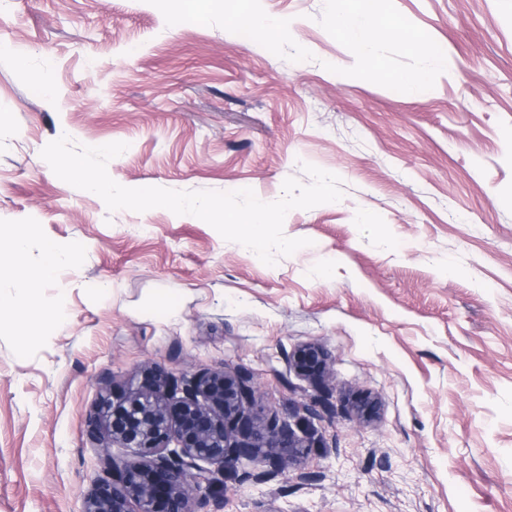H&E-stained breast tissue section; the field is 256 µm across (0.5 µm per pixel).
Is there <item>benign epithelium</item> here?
Instances as JSON below:
<instances>
[{"mask_svg":"<svg viewBox=\"0 0 512 512\" xmlns=\"http://www.w3.org/2000/svg\"><path fill=\"white\" fill-rule=\"evenodd\" d=\"M328 354L307 345L293 355L304 377L327 371ZM147 383L116 404L103 395L88 419V435L100 449L101 475L83 499L82 512H198L212 470L247 460L261 481L295 466L314 447L307 430L272 414L258 420L252 378L243 372L205 369L181 380L161 366L144 368ZM371 401H357L351 417L366 421ZM114 448L124 453L116 455Z\"/></svg>","mask_w":512,"mask_h":512,"instance_id":"obj_1","label":"benign epithelium"}]
</instances>
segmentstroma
Returning <instances> with one entry per match:
<instances>
[{"instance_id":"stroma-1","label":"stroma","mask_w":512,"mask_h":512,"mask_svg":"<svg viewBox=\"0 0 512 512\" xmlns=\"http://www.w3.org/2000/svg\"><path fill=\"white\" fill-rule=\"evenodd\" d=\"M372 7L400 35L367 61L336 0H0V225L32 227L24 265L62 255L0 317V512H81L99 379L119 395L151 363L245 370L255 415L307 411L320 440L264 481L241 464L200 512H512V0ZM64 135L127 143L126 187L272 202L309 163L344 196L291 210L311 244L269 266L195 216L108 211L42 159ZM306 344L325 384L290 362ZM364 395L379 414L352 420ZM327 361V352L323 347L317 345H307L293 355V364L304 377H311V373L316 367H320L322 372L326 373Z\"/></svg>"}]
</instances>
